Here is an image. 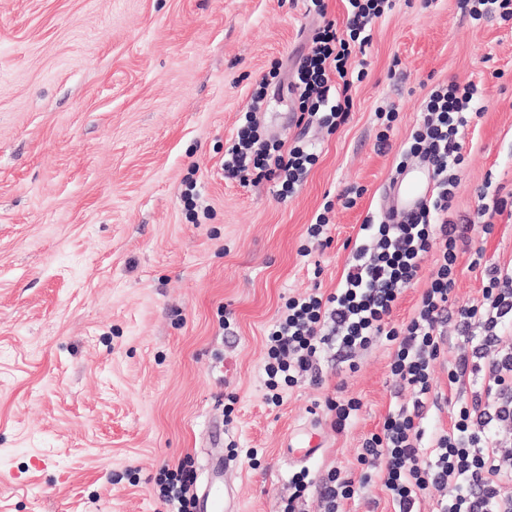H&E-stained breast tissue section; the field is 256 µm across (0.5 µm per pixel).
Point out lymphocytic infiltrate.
<instances>
[{"label":"lymphocytic infiltrate","mask_w":512,"mask_h":512,"mask_svg":"<svg viewBox=\"0 0 512 512\" xmlns=\"http://www.w3.org/2000/svg\"><path fill=\"white\" fill-rule=\"evenodd\" d=\"M345 33L334 21L313 39L311 53L298 71L300 97L309 107L303 117L328 131L349 118V60L355 48H366L374 21L392 10L395 0H347ZM474 83L435 87L422 105L411 133L408 156L429 162L436 189L429 203L407 223L365 219L358 243L333 293L307 292L288 298L285 310L270 326L264 366L268 405L283 402L284 387L315 375L322 352H350L378 339L396 345L391 374L412 389V410H398L362 446V459L377 464L382 488L394 512H417L421 491L441 490L437 512H512V267L484 268L487 284L479 303L452 307L458 258L470 253V268L481 266L482 251H470V225L448 219L456 172L465 162L463 134L473 120ZM262 94L228 150L225 177L241 184L276 181L285 193L304 182L316 157L301 145L283 147L257 135L256 114ZM437 270L408 322L392 321L393 309L430 253ZM482 267V266H481ZM458 320L467 353L448 370V391H434L430 366L445 343L441 326ZM472 388L470 402L450 413L447 433L422 446L419 420L427 402ZM159 497L172 512H194L195 482L184 465L163 467Z\"/></svg>","instance_id":"lymphocytic-infiltrate-1"}]
</instances>
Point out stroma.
I'll return each mask as SVG.
<instances>
[{"instance_id":"stroma-1","label":"stroma","mask_w":512,"mask_h":512,"mask_svg":"<svg viewBox=\"0 0 512 512\" xmlns=\"http://www.w3.org/2000/svg\"><path fill=\"white\" fill-rule=\"evenodd\" d=\"M326 4L321 19L302 0H0V512H167L163 465L187 462L203 481L214 457L238 512H281L302 470V512H324L333 469L355 487L338 512H393L358 461L413 405L391 343L348 362L328 352L322 384L284 388L275 408L264 333L288 297L338 287L439 84L474 83L483 112L465 130L450 217L471 224L484 264L512 265V217L478 212L484 187L512 192V21L397 0L330 134L300 124L293 87L314 30L345 25L343 0ZM275 67L260 129L317 155L287 197L224 177L229 140ZM387 104L399 118L382 151L375 112ZM350 186L362 195L348 208ZM328 200L323 247L307 226ZM339 395L361 402L341 433L326 408ZM309 431L321 449L289 461Z\"/></svg>"}]
</instances>
